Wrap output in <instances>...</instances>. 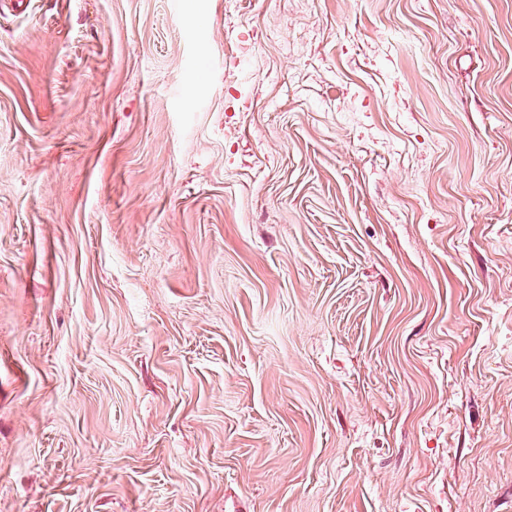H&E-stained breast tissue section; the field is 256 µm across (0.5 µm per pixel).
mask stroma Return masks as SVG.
<instances>
[{
	"mask_svg": "<svg viewBox=\"0 0 512 512\" xmlns=\"http://www.w3.org/2000/svg\"><path fill=\"white\" fill-rule=\"evenodd\" d=\"M0 512H512V0L0 10Z\"/></svg>",
	"mask_w": 512,
	"mask_h": 512,
	"instance_id": "35a3bbf8",
	"label": "stroma"
}]
</instances>
